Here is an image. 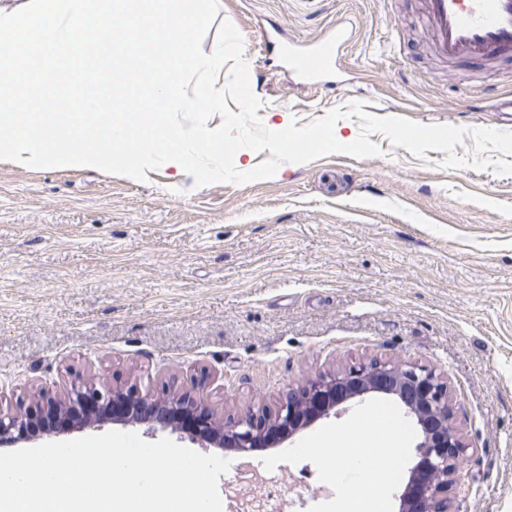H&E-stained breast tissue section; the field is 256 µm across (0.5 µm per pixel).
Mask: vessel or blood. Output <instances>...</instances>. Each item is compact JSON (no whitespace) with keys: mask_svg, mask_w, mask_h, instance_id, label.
Segmentation results:
<instances>
[{"mask_svg":"<svg viewBox=\"0 0 512 512\" xmlns=\"http://www.w3.org/2000/svg\"><path fill=\"white\" fill-rule=\"evenodd\" d=\"M439 54L477 62L512 59V0H427ZM347 35L337 28L302 51H289L292 71L314 86H330Z\"/></svg>","mask_w":512,"mask_h":512,"instance_id":"obj_1","label":"vessel or blood"}]
</instances>
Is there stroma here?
<instances>
[{"label":"stroma","mask_w":512,"mask_h":512,"mask_svg":"<svg viewBox=\"0 0 512 512\" xmlns=\"http://www.w3.org/2000/svg\"><path fill=\"white\" fill-rule=\"evenodd\" d=\"M245 42L262 124L306 125L334 110L356 138L367 113L512 131L491 112L512 63L441 58L425 0H219ZM344 19L346 84H300L262 34L298 48ZM379 155L332 154L246 184L194 187L162 166L147 181L78 167L0 161V389L26 406L75 376L159 393L207 377L223 420L273 405L317 371L370 360L431 366L448 382L467 451L463 512H512V176L442 170L381 133ZM394 422L398 465L379 456L388 512L415 462L418 434L398 405L371 397L252 458L284 484L280 512H332L350 489L320 493L312 449L336 431Z\"/></svg>","instance_id":"stroma-1"}]
</instances>
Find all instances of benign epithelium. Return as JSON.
<instances>
[{
	"mask_svg": "<svg viewBox=\"0 0 512 512\" xmlns=\"http://www.w3.org/2000/svg\"><path fill=\"white\" fill-rule=\"evenodd\" d=\"M207 379L200 378L178 391L141 394L124 386L80 376L59 398L38 392L27 407L0 402V447L34 440L29 427L45 414L64 421L52 432L102 427L122 421L150 429H168L176 415L196 420L190 433L204 448L231 449L241 456L272 447L314 422L340 412L371 395L396 399L416 420L421 440L410 469L399 512H461L451 491L460 481L457 461L466 444L454 422L448 381L436 369L412 361L373 360L332 372L318 371L288 389L275 405L248 406L236 419L223 422L207 403Z\"/></svg>",
	"mask_w": 512,
	"mask_h": 512,
	"instance_id": "benign-epithelium-1",
	"label": "benign epithelium"
}]
</instances>
